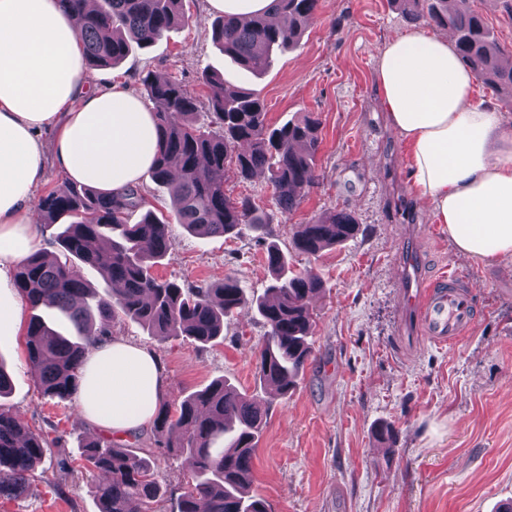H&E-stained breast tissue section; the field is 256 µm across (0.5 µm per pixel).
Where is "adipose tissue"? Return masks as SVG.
I'll list each match as a JSON object with an SVG mask.
<instances>
[{
	"mask_svg": "<svg viewBox=\"0 0 512 512\" xmlns=\"http://www.w3.org/2000/svg\"><path fill=\"white\" fill-rule=\"evenodd\" d=\"M78 15L55 0H0V335L16 334L25 300L8 270L36 247L34 193L54 128V160L73 181L117 195L140 184L158 149L152 106L122 84L92 88ZM374 81L411 159L412 187L458 253L485 265L512 258V116L479 98L445 34L390 39ZM163 367L143 348L95 341L78 391L80 415L113 434L147 425Z\"/></svg>",
	"mask_w": 512,
	"mask_h": 512,
	"instance_id": "adipose-tissue-1",
	"label": "adipose tissue"
}]
</instances>
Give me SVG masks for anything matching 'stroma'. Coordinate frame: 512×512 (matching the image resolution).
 <instances>
[{
	"label": "stroma",
	"mask_w": 512,
	"mask_h": 512,
	"mask_svg": "<svg viewBox=\"0 0 512 512\" xmlns=\"http://www.w3.org/2000/svg\"><path fill=\"white\" fill-rule=\"evenodd\" d=\"M183 9L185 24L152 47L94 69L95 88L106 92L120 80L139 93L146 73L166 76L196 96L205 124L203 77L220 71L260 95L270 125L302 112L321 119L316 181L292 212L276 205L266 176L225 184L228 195L251 198L265 212L266 231L245 225L231 237L192 234L174 223L165 186L148 175L140 183L173 221V254L156 266L159 277L200 285L231 275L247 295L259 296L271 283L265 252L274 242L291 271L323 282L311 301L313 353L295 389L266 406L251 493L271 512H498L512 502V260L489 268L458 254L410 189L406 147L374 71L386 42L412 22L389 0H321L300 44L256 76L226 68L206 0H184ZM340 208L360 225L351 240L316 256L293 247L296 225ZM411 263L431 281L453 271L470 282L478 309L470 335L443 346L423 336L401 343L396 269ZM112 335L160 359L170 404L222 378L247 393L260 386L255 356L266 328L250 307L225 319L223 338L208 344L153 336L122 316ZM0 368L11 380L0 406L49 441L25 492L0 499V512H98L81 458L93 439L149 459L162 490L153 512H177L191 474L154 426L116 438L86 423L76 399L44 396L24 337L0 336ZM382 426L392 428L391 440L376 437Z\"/></svg>",
	"instance_id": "obj_1"
}]
</instances>
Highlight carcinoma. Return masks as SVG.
<instances>
[{"instance_id": "cac0c4a2", "label": "carcinoma", "mask_w": 512, "mask_h": 512, "mask_svg": "<svg viewBox=\"0 0 512 512\" xmlns=\"http://www.w3.org/2000/svg\"><path fill=\"white\" fill-rule=\"evenodd\" d=\"M411 20L452 32L462 64L499 96L512 99V67L502 65L504 49L470 0H392ZM320 0H270L267 8L240 23L220 16L213 38L224 56L242 70L260 74L273 56L296 45L316 16ZM278 15L283 23L270 21ZM79 37L85 61L94 67L117 65L134 48H146L175 26L185 23L183 0H97L83 12ZM152 103L159 146L151 168L176 200L177 223L209 236L238 233L242 225L265 227L263 212L249 198L225 193L228 168L243 180L268 173L277 206L292 211L315 183L320 118L313 112L269 128L263 100L253 90L231 84L223 74H205L210 124L196 121L197 99L179 82L148 73L141 78ZM138 187L119 196L68 180L45 192L37 203L42 223L67 218L56 236L58 254L34 251L19 264L15 287L31 309L54 308L74 327L73 341L34 314L26 329L30 371L44 394L68 399L78 390L82 369L94 339L111 332L112 320L127 317L153 336H188L207 344L224 336V319L246 303L256 307L268 327L257 359L261 385L286 396L312 354L311 298L323 288L311 273L288 272V257L276 243L266 248L272 274L267 294L247 299L236 278L183 287L163 280L154 267L170 256V224L145 209ZM145 209L140 221L129 213ZM359 229L346 209L330 211L310 224L298 225L295 249L308 255L352 238ZM99 269L118 290L105 297L79 275L76 264ZM263 402L226 380H216L185 396L178 407L158 404L155 428L167 436L192 472L193 482L181 495L177 512H269L267 502L249 494L252 459L263 431ZM224 447H213L218 438ZM46 442L0 407V498H15L42 461ZM87 468L100 474L93 485L99 512H150L161 497L149 461L111 442L84 445Z\"/></svg>"}]
</instances>
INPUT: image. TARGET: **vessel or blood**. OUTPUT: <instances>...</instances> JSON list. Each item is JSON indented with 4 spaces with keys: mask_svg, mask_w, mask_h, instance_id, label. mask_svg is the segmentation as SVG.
I'll use <instances>...</instances> for the list:
<instances>
[{
    "mask_svg": "<svg viewBox=\"0 0 512 512\" xmlns=\"http://www.w3.org/2000/svg\"><path fill=\"white\" fill-rule=\"evenodd\" d=\"M401 296L407 324L420 328L435 343L459 340L475 326L477 308L467 282L457 273L433 282L403 277Z\"/></svg>",
    "mask_w": 512,
    "mask_h": 512,
    "instance_id": "b4317fda",
    "label": "vessel or blood"
}]
</instances>
